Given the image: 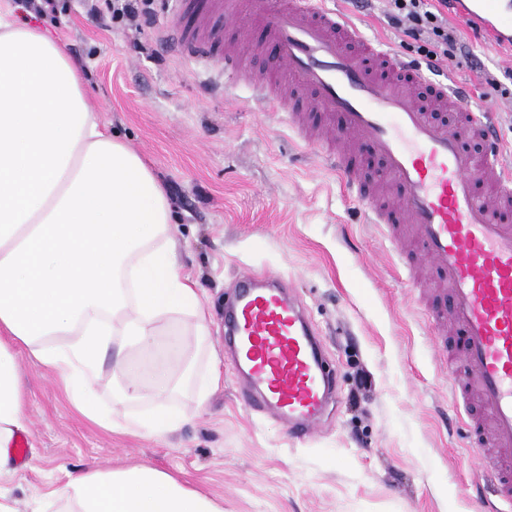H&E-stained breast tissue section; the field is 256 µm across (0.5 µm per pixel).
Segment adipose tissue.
I'll return each instance as SVG.
<instances>
[{
  "label": "adipose tissue",
  "mask_w": 512,
  "mask_h": 512,
  "mask_svg": "<svg viewBox=\"0 0 512 512\" xmlns=\"http://www.w3.org/2000/svg\"><path fill=\"white\" fill-rule=\"evenodd\" d=\"M173 213L154 172L90 107L80 72L46 31L0 4V469L26 429L16 365L24 347L70 391L77 410L109 425L95 399L107 357L124 383L112 404L137 402L128 431L181 427L171 373L140 384L130 350L156 347L162 325L194 319L209 336L196 284L181 271ZM49 512H223L214 499L146 466L88 470L52 491Z\"/></svg>",
  "instance_id": "1"
}]
</instances>
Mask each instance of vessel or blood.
Segmentation results:
<instances>
[{"mask_svg": "<svg viewBox=\"0 0 512 512\" xmlns=\"http://www.w3.org/2000/svg\"><path fill=\"white\" fill-rule=\"evenodd\" d=\"M194 24L172 42L224 71L225 86L251 82L284 113L303 144L322 152L355 194L372 163L397 196L369 202L398 263L416 247L446 284L448 311L432 312L433 354L447 366L459 409L477 398L483 420L467 425L474 453L500 498L512 502V166H504L493 115L473 111L459 87L368 38L327 0H174ZM463 23L512 43V0H452ZM260 35L225 44L208 16ZM224 330L255 412L275 413L288 436H312L334 380L317 336L281 280L249 271L235 283Z\"/></svg>", "mask_w": 512, "mask_h": 512, "instance_id": "1", "label": "vessel or blood"}]
</instances>
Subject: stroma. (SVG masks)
Segmentation results:
<instances>
[{
  "label": "stroma",
  "instance_id": "1",
  "mask_svg": "<svg viewBox=\"0 0 512 512\" xmlns=\"http://www.w3.org/2000/svg\"><path fill=\"white\" fill-rule=\"evenodd\" d=\"M35 12L11 0L16 21L49 32L79 67L100 120L154 171L173 208L176 248L207 312L200 370L219 380L202 408L175 400L183 426L164 438L106 428L79 413L64 385L18 352L27 395V460L10 463L0 490L19 512L88 469L149 466L182 478L224 512H500L495 481L468 448L416 306L382 229L305 149L284 114L240 89L224 97L219 76L181 55L168 37L170 0H152L153 25L106 29L83 0ZM386 0L340 7L372 39L407 58L416 49L388 25ZM464 55L435 76L463 85L469 106L499 107L498 136L512 161V70L506 47L457 23ZM496 82L488 84L484 76ZM255 268L292 286L338 381L333 411L311 440L292 442L274 417L239 399L224 345V307L236 275ZM371 390L351 401L359 372Z\"/></svg>",
  "mask_w": 512,
  "mask_h": 512
}]
</instances>
